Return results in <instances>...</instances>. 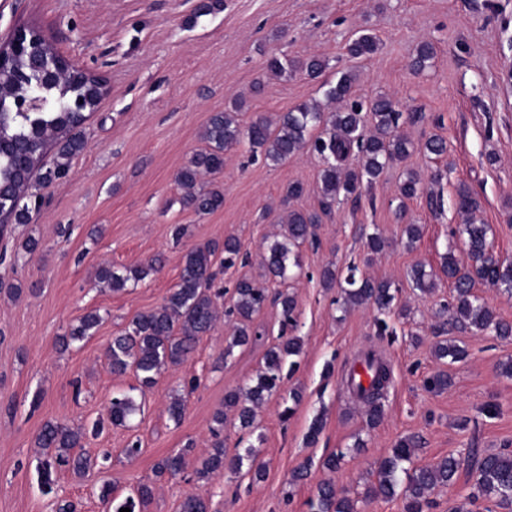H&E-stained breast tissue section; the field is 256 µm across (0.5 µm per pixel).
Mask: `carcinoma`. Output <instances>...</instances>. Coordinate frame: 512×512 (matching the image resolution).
Here are the masks:
<instances>
[{"instance_id": "obj_1", "label": "carcinoma", "mask_w": 512, "mask_h": 512, "mask_svg": "<svg viewBox=\"0 0 512 512\" xmlns=\"http://www.w3.org/2000/svg\"><path fill=\"white\" fill-rule=\"evenodd\" d=\"M381 40L369 29L354 34L348 45L350 57L365 60L377 53ZM434 56L430 44H422L413 58L412 66L423 71ZM328 67V62L318 57L306 60L286 55L268 61V70L277 75L303 72L316 78ZM356 75L346 71L327 91V98L341 104L335 112L326 113L319 103H302L283 113L275 120L260 117L244 126L239 121L241 105L235 104L222 112L213 113L205 126L203 140L206 146L194 153L188 164L175 175V182L184 190L181 203L200 214L212 213L224 205V189L215 181L201 183L207 175L215 177L224 170V153L241 143L249 145L252 155L261 154L270 164L279 165L300 151L310 148L326 159L320 181L319 209L313 211L288 210L284 232L268 242L261 254L262 276L285 281L290 266L297 265L293 248L308 239H315L317 225L331 213L332 205L339 198H358L362 187L372 185L393 163L405 160L412 148L410 140L396 133L401 113L388 97L378 96L363 100L353 95ZM47 101L42 112L21 113L12 111L13 92L9 74H0V209L10 224H26L30 221L32 207L29 200L35 188L34 179L52 180L68 169V160L83 148L82 141L73 135L95 111L100 103L99 85L88 76L77 75L56 79L37 87ZM83 99V111L75 112L65 104ZM323 125L328 130L324 138L311 139L312 131ZM57 149L59 162L51 169L45 167V157L51 149ZM358 153V166L349 163L353 153ZM400 196L410 199L423 192L417 173L408 171L399 186ZM456 209L464 218L459 233L464 235V257L459 258L453 247L441 257L440 272L426 270L425 265L415 266L410 279L413 288L423 294L438 288L439 276L453 285L452 300L444 306L450 313L448 323L476 332H492L502 339L512 337V323L496 318L493 310L474 292L478 283L498 288L512 296V261L499 260L489 251V225L477 222L479 202L475 194L464 184L456 189ZM224 253L220 266L228 269L248 265L241 253L239 241L230 236L223 245L207 242L189 248L183 255L180 279L170 289L164 302L149 311L136 314L122 335L112 339L106 357L115 375L131 371L139 385L129 387L108 401L106 417L96 419L91 427L69 425L65 422L47 421L38 435L35 445L41 449L39 474L41 484L49 486L52 474L58 466H68L76 473L88 475L97 466L96 461L75 449L84 447L87 434L100 435L106 424L124 426L141 411V399L152 388L158 377L168 368L188 361L198 340L214 329L219 316L217 300L224 292L212 291L215 280L217 251ZM159 271L157 262L144 266L125 268L122 272L109 265L97 269L101 285L122 291L127 286H137L151 273ZM343 305L346 307L372 304L379 310L386 309L394 299L392 283L377 280L359 273V268H348ZM280 306L282 331L293 324L295 302L283 292L270 293L258 286L255 279L242 275L235 284L232 305L224 315L234 318L233 344L245 345L258 339L250 330L253 316L267 304ZM103 321L96 311L83 315L78 325L62 337V347L82 341L91 335ZM302 342L298 336H280V342L265 353L264 368L260 370L255 385L231 390L224 396V409L214 415L216 427L211 429V451L197 471L204 479L228 466L239 470L248 465L256 474L263 471L254 449L245 448L227 457L224 448V420L232 411L242 429L254 428L256 409L278 393L283 382V368L288 358L301 353ZM436 358H451L459 362L467 351L453 341L442 339L434 347ZM197 387V379L181 383L170 397L167 406L169 418L181 421L186 398ZM384 386L371 383L369 387L356 386L358 397L372 400L369 405L368 423L376 424L382 415L381 407L373 400L378 398ZM416 436L400 438L377 464V482L372 485L366 498L390 499L400 494L405 500V512H429L433 507L431 495L439 487L452 485L460 467L454 456H446L437 462L419 468L412 467L413 458L420 449ZM191 448H181L156 463L157 477L175 478L183 471L185 455ZM472 463L476 480L470 503L486 500L505 512H512V452H485L473 449ZM100 497L108 512L129 508L131 512H146L153 499V486L141 483L134 494L120 498L113 494L112 483L100 487ZM311 512H358L356 501L340 496L336 484L328 479L317 487L309 502ZM180 512H210L209 501L199 494L186 496L180 504Z\"/></svg>"}]
</instances>
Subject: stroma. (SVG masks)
Returning <instances> with one entry per match:
<instances>
[{
    "label": "stroma",
    "instance_id": "1",
    "mask_svg": "<svg viewBox=\"0 0 512 512\" xmlns=\"http://www.w3.org/2000/svg\"><path fill=\"white\" fill-rule=\"evenodd\" d=\"M200 0H0V38L13 25L32 22L78 68L102 77L106 92L80 127L83 151L72 158L65 178L39 185L44 199L30 224L10 225L0 234V281L19 283L23 296L0 298V512H55L58 501L77 503L78 512H106L91 480L62 468L53 490L42 493L35 437L49 420L71 425L104 413L113 392L136 385L134 375L114 376L105 350L131 317L159 306L179 280L183 255L194 245L235 237L248 253L249 273H258L259 254L276 232L289 184L304 194L297 207L319 204L321 157L305 150L273 166L251 158L247 145L224 155V205L200 214L180 201L174 177L202 147L212 113L244 102L240 118L276 117L295 106L324 101L341 71L357 67L355 96L385 95L402 114L399 132L415 149L384 173L359 201H337L316 228V243L296 249L299 265L288 281H269L296 301L293 335L302 340L296 367L262 407L254 431L225 425L227 454L253 447L266 471L224 469L198 480L210 452V428L227 392L252 385L266 349L278 343L280 308L271 305L256 318L261 340L230 346L232 325L220 321L203 336L189 361L162 374L147 390L142 411L126 427H108L88 438L84 450L110 449L102 479L116 494L140 482H155L149 512H179L190 494L210 499L212 512H308L317 484L332 479L340 495L355 499L359 512H404L401 497L365 499L376 479L378 461L401 437L417 434L425 446L416 465L454 456L462 464L455 482L437 489L430 512H455L465 503L474 469L467 455L512 450V378L500 363L512 359V338L489 332L453 331L466 348L464 361L435 358L433 328L445 321L442 303L448 283L429 295L411 288L413 266L436 267L448 246L462 247L461 217L454 199L466 184L480 201L477 217L490 227L494 257L512 260V86L501 74L512 60V0H224L220 10L196 16ZM370 28L382 46L371 58L352 64L347 44ZM431 44L434 57L415 72L416 48ZM286 54L328 61L312 79L297 73L272 77L271 57ZM443 137L445 156H429L423 144ZM417 172L425 191L403 201V171ZM188 234L174 241L171 227ZM417 224L421 238L406 247L404 227ZM377 233L384 249L369 254L367 237ZM39 238L34 256L11 257L27 235ZM162 258L161 271L137 287L113 292L95 279L99 265L134 267ZM363 267L376 279L393 282L390 311L373 306L341 309L340 288H324L325 267L345 272ZM102 323L92 336L61 350L59 336L91 310ZM388 362L391 379L384 415L368 427L365 408L353 394L348 374L368 351ZM447 370L452 383L429 391L425 380ZM197 378L181 422L170 420L166 405L178 383ZM299 392L292 402L291 392ZM39 406H32L33 396ZM288 420H281L285 406ZM323 428L316 443L307 435L315 418ZM139 442L140 452L124 450ZM192 444L184 472L155 478L164 456ZM342 454L336 472L323 468L330 454ZM309 465L305 480L292 472Z\"/></svg>",
    "mask_w": 512,
    "mask_h": 512
}]
</instances>
